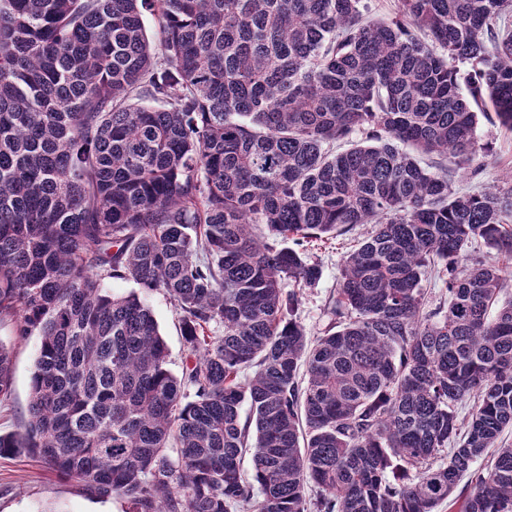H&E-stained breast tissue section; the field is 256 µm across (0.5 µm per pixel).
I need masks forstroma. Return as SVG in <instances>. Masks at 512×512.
<instances>
[{
  "label": "stroma",
  "instance_id": "obj_1",
  "mask_svg": "<svg viewBox=\"0 0 512 512\" xmlns=\"http://www.w3.org/2000/svg\"><path fill=\"white\" fill-rule=\"evenodd\" d=\"M477 137L478 147L471 164L481 168L482 173L471 179L465 172H457L453 177L456 191L468 192L491 183L502 186L512 177V133L483 121L478 126ZM370 230V225H358L350 233L327 241L311 252L310 259L320 265L322 276L314 287L304 289L301 297L299 316L308 335L314 337L326 329L330 321L328 305L339 283L342 258ZM146 300L168 345L170 369L174 374H181L185 347L179 314L164 292L148 293ZM0 341L11 346L14 353L12 394L0 402V433H20L28 418L40 339L35 335L16 336L13 322L7 320L0 323ZM122 508V502L117 499L89 498L79 483L57 478L28 452L0 456V512H122Z\"/></svg>",
  "mask_w": 512,
  "mask_h": 512
}]
</instances>
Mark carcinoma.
<instances>
[{"label":"carcinoma","instance_id":"cac0c4a2","mask_svg":"<svg viewBox=\"0 0 512 512\" xmlns=\"http://www.w3.org/2000/svg\"><path fill=\"white\" fill-rule=\"evenodd\" d=\"M364 12L0 0V319L40 337L0 454L126 512H439L465 474L460 512H512V186L459 194L415 157L465 171L478 115L512 131V0ZM358 224L312 340L308 251ZM112 278L174 302L181 376ZM11 380L0 341V400Z\"/></svg>","mask_w":512,"mask_h":512}]
</instances>
